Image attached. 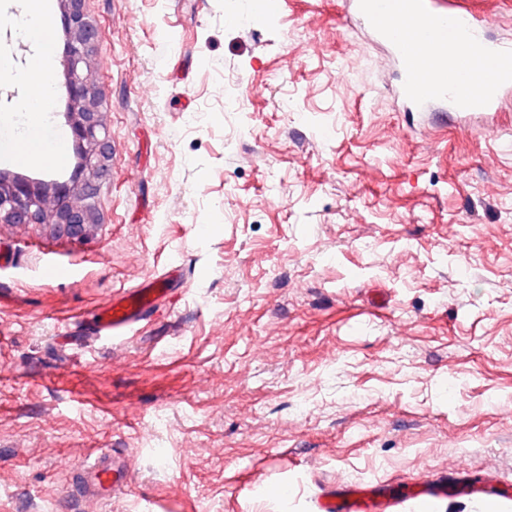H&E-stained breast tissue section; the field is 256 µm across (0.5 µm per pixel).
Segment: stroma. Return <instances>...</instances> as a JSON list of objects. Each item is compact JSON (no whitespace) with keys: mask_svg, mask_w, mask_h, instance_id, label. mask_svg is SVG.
<instances>
[{"mask_svg":"<svg viewBox=\"0 0 512 512\" xmlns=\"http://www.w3.org/2000/svg\"><path fill=\"white\" fill-rule=\"evenodd\" d=\"M53 128L65 127L61 0ZM512 43V0H472ZM112 135L101 221L0 224V512H58L121 448L111 503L73 512H312L322 485L450 467L512 490V94L408 117L346 0H86ZM0 5V55L35 58ZM0 173L54 181L79 163ZM207 226L198 238L199 226ZM51 261L74 277L50 282ZM180 300L81 335L171 268ZM133 475L122 455L112 448H97L76 467L64 497L71 502L112 501V493L128 487Z\"/></svg>","mask_w":512,"mask_h":512,"instance_id":"1","label":"stroma"}]
</instances>
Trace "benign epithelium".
I'll return each mask as SVG.
<instances>
[{
    "instance_id": "7a95c632",
    "label": "benign epithelium",
    "mask_w": 512,
    "mask_h": 512,
    "mask_svg": "<svg viewBox=\"0 0 512 512\" xmlns=\"http://www.w3.org/2000/svg\"><path fill=\"white\" fill-rule=\"evenodd\" d=\"M85 2L62 0V21L70 36L64 60L70 129L84 147L83 165L69 181L52 187L0 175V224L49 223L71 238H80L99 223L95 198L99 180L109 172L112 137L101 118L92 70L103 32L88 18Z\"/></svg>"
}]
</instances>
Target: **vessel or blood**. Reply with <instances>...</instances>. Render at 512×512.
I'll return each mask as SVG.
<instances>
[{"label":"vessel or blood","mask_w":512,"mask_h":512,"mask_svg":"<svg viewBox=\"0 0 512 512\" xmlns=\"http://www.w3.org/2000/svg\"><path fill=\"white\" fill-rule=\"evenodd\" d=\"M348 8L387 47L399 69L398 94L414 109L485 113L512 92V46L490 39L472 11L448 7L446 0H348ZM171 283L157 277L124 291L93 312L91 328L113 339L129 335L158 299L175 296ZM132 480L119 452L98 448L77 466L64 496L106 503ZM460 489L478 500L498 493L464 473L441 472L407 493L356 482L326 486L313 503L315 512H364L369 504L376 512H438L449 492Z\"/></svg>","instance_id":"vessel-or-blood-1"}]
</instances>
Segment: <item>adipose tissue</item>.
<instances>
[{"mask_svg": "<svg viewBox=\"0 0 512 512\" xmlns=\"http://www.w3.org/2000/svg\"><path fill=\"white\" fill-rule=\"evenodd\" d=\"M13 24L31 42L38 61L25 75L26 92L20 100L21 111L46 114L53 108L51 79L56 47L52 35L48 0H23L22 8L12 17Z\"/></svg>", "mask_w": 512, "mask_h": 512, "instance_id": "obj_1", "label": "adipose tissue"}]
</instances>
